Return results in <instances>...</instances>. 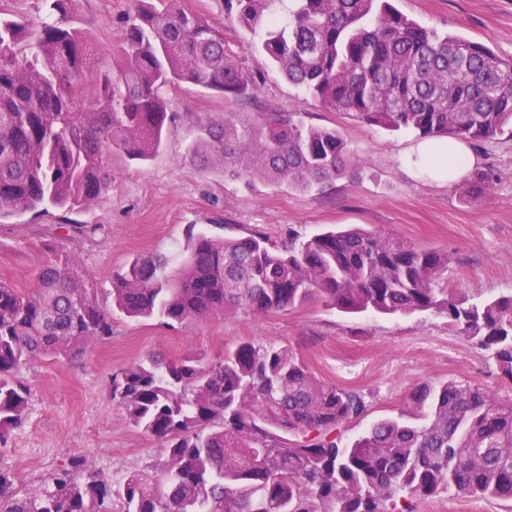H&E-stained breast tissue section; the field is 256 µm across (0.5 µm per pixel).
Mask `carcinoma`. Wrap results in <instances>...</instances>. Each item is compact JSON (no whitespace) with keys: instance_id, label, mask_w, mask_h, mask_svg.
Returning <instances> with one entry per match:
<instances>
[{"instance_id":"carcinoma-1","label":"carcinoma","mask_w":512,"mask_h":512,"mask_svg":"<svg viewBox=\"0 0 512 512\" xmlns=\"http://www.w3.org/2000/svg\"><path fill=\"white\" fill-rule=\"evenodd\" d=\"M74 0H51L55 21L0 20V223L89 205L120 151L161 149L165 92L191 83L235 100L256 91L224 33L176 5L133 0L123 66L102 71L64 26ZM225 0L263 54L327 109L423 138L512 135V59L426 28L391 0ZM224 172L308 189L357 163L334 130L288 117L224 114L195 146ZM59 240L96 239L97 224H58ZM36 288L0 281V449L26 419L36 359L70 360L112 338L116 316L173 327L244 308L283 310L315 294L350 314L434 312L512 380V293L471 302L447 287L448 252L359 227L332 228L278 248L259 234L224 238L191 225L177 251L138 256L112 275L102 309L79 255L45 244ZM112 401L159 439L165 459L118 487L83 455L21 496L0 469V512H413L441 493L512 501V402L445 381L416 388L398 418L354 441L363 395L319 378L286 346L244 341L209 361L134 362L112 374Z\"/></svg>"}]
</instances>
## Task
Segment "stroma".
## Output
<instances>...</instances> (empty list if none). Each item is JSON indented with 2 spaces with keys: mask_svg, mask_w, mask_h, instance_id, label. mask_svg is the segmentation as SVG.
<instances>
[{
  "mask_svg": "<svg viewBox=\"0 0 512 512\" xmlns=\"http://www.w3.org/2000/svg\"><path fill=\"white\" fill-rule=\"evenodd\" d=\"M424 26L482 43L512 58V0H392ZM188 10L224 31L240 47L242 67L258 81L256 94L221 99L184 83L167 94L171 119L159 153L144 163L112 154V185L87 208L26 214L0 224V280L21 289L34 286L41 245L57 224H98L95 241L80 249L83 266L110 307L112 274L133 256L169 251L182 243L188 225L221 224L227 234L258 232L273 244L289 231L308 236L354 225L404 242L448 252V286L470 298L512 292V139L470 142L475 164L462 180L423 166L420 138L390 132L343 112L323 108L290 84L261 55L245 50L251 35L228 19L224 0H180ZM130 0H74L71 24L104 68L120 61ZM293 116L304 125L336 130L358 162L347 174L303 190L261 176L231 175L220 165L202 167L192 152L204 126L225 113ZM484 184H476V174ZM473 185V193L462 190ZM244 341L284 344L320 378L362 392L366 414L346 438L405 410L411 391L453 380L512 400V381L433 313L407 316L347 314L322 297L282 311L255 314L240 309L176 328L144 320H115L112 339L88 343L62 362L38 359L21 372L31 387L28 416L0 449V468L17 491L38 493L46 475L80 453L121 484L164 456L160 442L131 426L109 396L113 373L155 356L223 358Z\"/></svg>",
  "mask_w": 512,
  "mask_h": 512,
  "instance_id": "1",
  "label": "stroma"
}]
</instances>
